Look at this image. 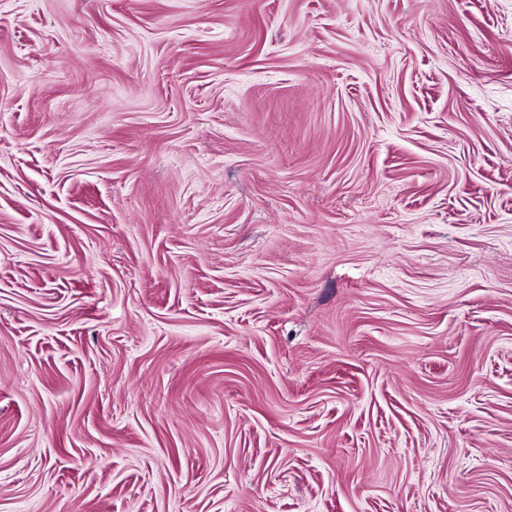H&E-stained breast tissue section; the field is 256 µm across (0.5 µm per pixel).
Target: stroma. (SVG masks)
Instances as JSON below:
<instances>
[{"label":"stroma","mask_w":512,"mask_h":512,"mask_svg":"<svg viewBox=\"0 0 512 512\" xmlns=\"http://www.w3.org/2000/svg\"><path fill=\"white\" fill-rule=\"evenodd\" d=\"M0 512H512V0H0Z\"/></svg>","instance_id":"1"}]
</instances>
